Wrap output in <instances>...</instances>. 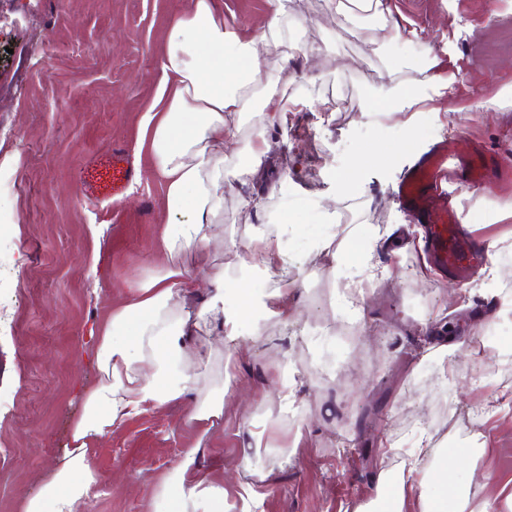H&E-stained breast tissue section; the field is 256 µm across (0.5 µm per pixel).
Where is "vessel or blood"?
Masks as SVG:
<instances>
[{
	"instance_id": "b4317fda",
	"label": "vessel or blood",
	"mask_w": 512,
	"mask_h": 512,
	"mask_svg": "<svg viewBox=\"0 0 512 512\" xmlns=\"http://www.w3.org/2000/svg\"><path fill=\"white\" fill-rule=\"evenodd\" d=\"M468 148L467 139L462 137L449 144L447 151H432L414 165L398 187L400 202L418 207L421 195L444 197L446 186L460 179L475 186H491L493 175L466 165ZM135 176L130 155L124 147L115 146L85 169L82 187L87 196L96 200H115L123 196ZM445 213L448 220L443 224L425 217V245L434 265L447 272L450 281L460 284L469 279L485 255L486 242L464 225L463 215L454 204H447Z\"/></svg>"
}]
</instances>
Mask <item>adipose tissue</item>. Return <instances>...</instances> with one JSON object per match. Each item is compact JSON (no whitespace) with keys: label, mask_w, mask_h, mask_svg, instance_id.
<instances>
[{"label":"adipose tissue","mask_w":512,"mask_h":512,"mask_svg":"<svg viewBox=\"0 0 512 512\" xmlns=\"http://www.w3.org/2000/svg\"><path fill=\"white\" fill-rule=\"evenodd\" d=\"M290 0H268V14L252 37L244 39L225 29L218 0H190L187 9L170 25L161 61V77L153 102L140 117L137 153L147 154L151 173L166 190L170 215L159 238L165 262L161 272L134 283L129 299L92 329L97 381L82 391L83 411L72 421L64 454L55 472L23 512H84L99 482L90 465L92 441L111 435L114 427L147 408L199 393V378L188 370L184 344L192 318L223 311L226 290L223 273H216V290L207 306L189 314L185 306L193 295L196 273L210 264L207 246L216 213L224 207L219 177L228 151L242 145L241 174L252 175L263 166L270 146L263 131L241 141V125L251 108H258L265 124L284 123L286 96L273 92L278 77L260 61L261 49L297 48L292 36L296 24ZM261 89L259 101L249 92ZM294 210L283 206L281 221L254 228L242 258L252 271L279 265L282 237ZM193 253L197 266L178 263L181 253ZM238 310L226 313L221 324L225 337L240 334L242 322L261 331L270 315H287L280 294L272 298L237 290ZM195 463L186 455L166 483L167 512H234L227 507L224 489L203 482L188 483ZM432 488L423 512H466V497H449L435 475L410 471L405 485L396 487L390 512H403L406 489Z\"/></svg>","instance_id":"obj_1"}]
</instances>
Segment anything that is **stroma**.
Instances as JSON below:
<instances>
[{
    "instance_id": "obj_1",
    "label": "stroma",
    "mask_w": 512,
    "mask_h": 512,
    "mask_svg": "<svg viewBox=\"0 0 512 512\" xmlns=\"http://www.w3.org/2000/svg\"><path fill=\"white\" fill-rule=\"evenodd\" d=\"M392 2L402 36L377 31L375 51L328 0H292L301 49L266 61L284 62L277 89L302 103L287 126L266 127L257 175H234L227 161L208 245L212 270L233 275L251 228L276 223L283 202L298 206L283 247L300 273L290 312L234 348L212 344L214 322L201 325L188 363L202 388L225 390L222 416L202 432L183 398L113 429L91 457L100 482L86 512H166L164 480L190 452L229 504L249 488L262 512H375L384 477L432 470L450 446L465 462L448 472L449 495L466 496L471 512L487 501L512 512V191L462 189L464 214L491 249L459 286L432 267L395 197L453 128L488 167L512 162V104L501 95L512 86V0ZM188 3L0 0V512H21L64 451L81 389L97 377L85 359L90 326L163 265L164 186L139 167L110 205L83 194L81 170L112 145L135 151L169 25ZM267 11V0H224V25L248 38ZM430 53L451 87L425 83L422 105L378 111L388 70L416 77ZM332 96L347 111L331 110ZM409 136L410 150L389 154ZM353 168L360 187L347 192L340 178ZM247 199L257 203L248 217ZM331 216L347 267L359 265L362 239L380 236L373 278L351 309L330 256L311 247ZM285 380L296 393L286 414ZM420 440L426 452L411 455ZM248 460L261 477L245 472ZM472 468L483 480L470 486Z\"/></svg>"
}]
</instances>
